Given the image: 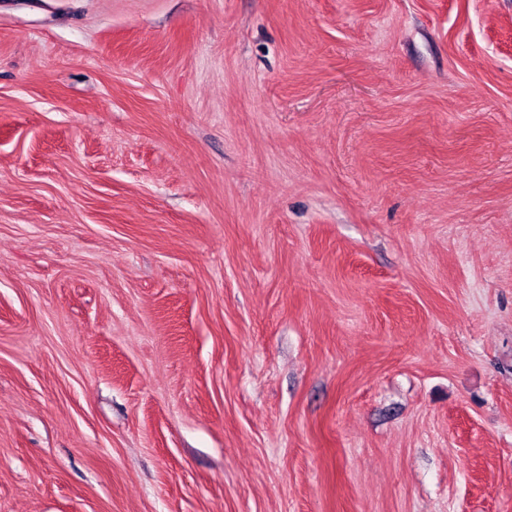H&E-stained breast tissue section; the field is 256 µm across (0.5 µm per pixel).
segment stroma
<instances>
[{
	"label": "stroma",
	"mask_w": 512,
	"mask_h": 512,
	"mask_svg": "<svg viewBox=\"0 0 512 512\" xmlns=\"http://www.w3.org/2000/svg\"><path fill=\"white\" fill-rule=\"evenodd\" d=\"M512 0H0V512H512Z\"/></svg>",
	"instance_id": "stroma-1"
}]
</instances>
